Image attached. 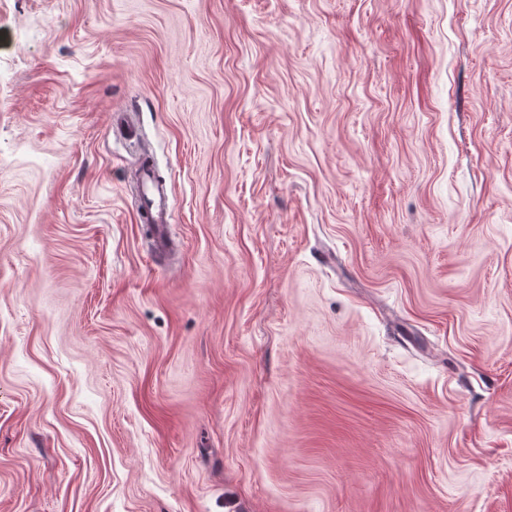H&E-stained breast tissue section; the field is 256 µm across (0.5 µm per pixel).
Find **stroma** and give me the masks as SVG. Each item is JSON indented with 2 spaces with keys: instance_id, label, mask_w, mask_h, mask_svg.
<instances>
[{
  "instance_id": "obj_1",
  "label": "stroma",
  "mask_w": 512,
  "mask_h": 512,
  "mask_svg": "<svg viewBox=\"0 0 512 512\" xmlns=\"http://www.w3.org/2000/svg\"><path fill=\"white\" fill-rule=\"evenodd\" d=\"M0 71V512H512V0H0ZM134 178L141 190L143 212L151 224H154L153 249L158 255L169 244L168 227L174 216L172 199L168 190L155 181L150 167L139 168Z\"/></svg>"
}]
</instances>
